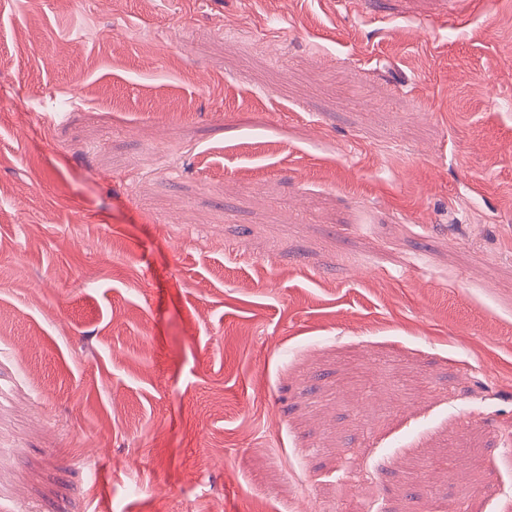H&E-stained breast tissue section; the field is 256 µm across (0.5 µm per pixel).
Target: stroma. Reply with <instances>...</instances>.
Listing matches in <instances>:
<instances>
[{"instance_id": "1", "label": "stroma", "mask_w": 512, "mask_h": 512, "mask_svg": "<svg viewBox=\"0 0 512 512\" xmlns=\"http://www.w3.org/2000/svg\"><path fill=\"white\" fill-rule=\"evenodd\" d=\"M509 265L512 0H0V512H497Z\"/></svg>"}]
</instances>
